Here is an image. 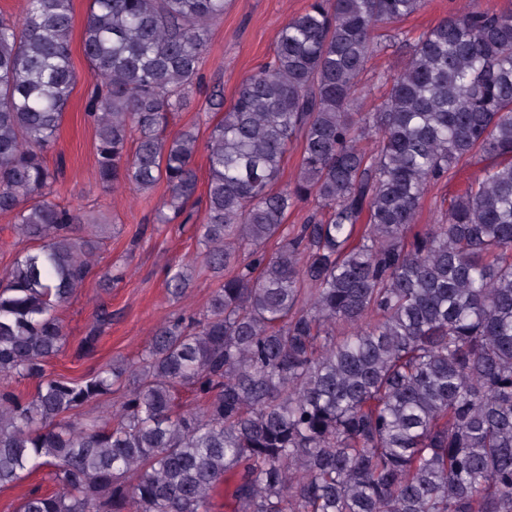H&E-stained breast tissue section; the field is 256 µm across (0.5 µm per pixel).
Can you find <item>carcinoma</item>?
<instances>
[{
	"label": "carcinoma",
	"mask_w": 512,
	"mask_h": 512,
	"mask_svg": "<svg viewBox=\"0 0 512 512\" xmlns=\"http://www.w3.org/2000/svg\"><path fill=\"white\" fill-rule=\"evenodd\" d=\"M226 4L89 0L98 183H163L157 221L186 224L204 150L199 258L221 283L138 361L80 379L46 373L103 224L55 202L45 161L77 81L73 0L0 14V213L37 244L0 279V374L37 382L30 398L0 385V486L48 470L57 490L17 512H212L233 472V512H512V12L473 7L383 41L423 0H311L229 107L221 84L205 94L221 114L205 143L170 138ZM402 45L379 108L358 111L369 59ZM475 159L438 222L417 223L429 187ZM194 272L172 270L170 292ZM111 320L99 310L85 346ZM182 387L197 405L178 412ZM115 390L111 415L79 413Z\"/></svg>",
	"instance_id": "obj_1"
}]
</instances>
